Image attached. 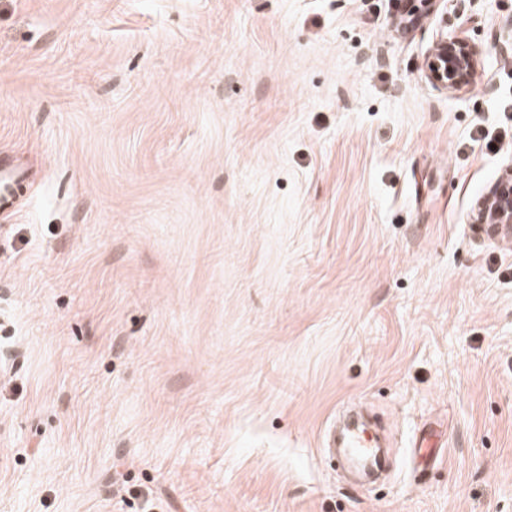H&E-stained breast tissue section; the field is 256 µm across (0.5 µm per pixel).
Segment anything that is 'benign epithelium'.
I'll use <instances>...</instances> for the list:
<instances>
[{
  "label": "benign epithelium",
  "mask_w": 512,
  "mask_h": 512,
  "mask_svg": "<svg viewBox=\"0 0 512 512\" xmlns=\"http://www.w3.org/2000/svg\"><path fill=\"white\" fill-rule=\"evenodd\" d=\"M418 9L408 8L405 15L413 19L411 26L432 15L445 0H420ZM479 48L462 27L451 33H440L428 48L424 59V77L435 88L459 91L469 88L477 73ZM474 223L489 225L491 230L512 229V165L507 166L476 205Z\"/></svg>",
  "instance_id": "obj_1"
}]
</instances>
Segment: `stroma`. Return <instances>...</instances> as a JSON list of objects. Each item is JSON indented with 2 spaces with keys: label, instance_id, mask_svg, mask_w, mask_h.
<instances>
[{
  "label": "stroma",
  "instance_id": "35a3bbf8",
  "mask_svg": "<svg viewBox=\"0 0 512 512\" xmlns=\"http://www.w3.org/2000/svg\"><path fill=\"white\" fill-rule=\"evenodd\" d=\"M395 15L0 0V512H512V248L472 224L512 164V0ZM461 25L475 82L436 90ZM353 408L372 486L323 450ZM479 55L463 27L449 34L441 32L426 52L424 77L437 89H467L475 81ZM436 442L431 432L423 430L413 441V456L420 466H427L435 453Z\"/></svg>",
  "mask_w": 512,
  "mask_h": 512
}]
</instances>
